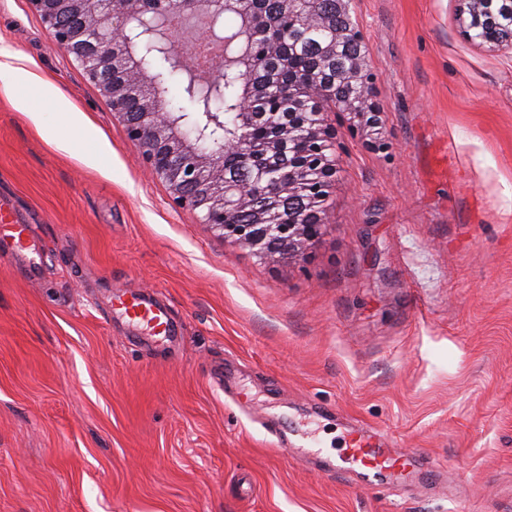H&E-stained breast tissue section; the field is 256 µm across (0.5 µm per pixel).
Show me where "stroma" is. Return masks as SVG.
Listing matches in <instances>:
<instances>
[{
  "label": "stroma",
  "instance_id": "stroma-1",
  "mask_svg": "<svg viewBox=\"0 0 512 512\" xmlns=\"http://www.w3.org/2000/svg\"><path fill=\"white\" fill-rule=\"evenodd\" d=\"M348 8L377 123L328 110L325 231L275 264L177 207L0 0V63L94 132L59 150L53 113L0 85V199L44 253L30 273L0 250V512H512V50L468 41L458 0ZM122 293L164 303L175 340L113 318ZM355 428L417 455L412 479L322 470ZM21 74L22 79L16 80V75ZM0 80L5 86L12 89L19 104H28L27 99L31 97L34 89L43 88L39 96L40 104L37 110L30 112L32 120L40 123L41 112H56L63 120L68 128H75L79 125L77 113L72 112L64 98L54 89L45 86L39 76L33 73L24 72L23 70L11 67L7 64L0 65Z\"/></svg>",
  "mask_w": 512,
  "mask_h": 512
}]
</instances>
